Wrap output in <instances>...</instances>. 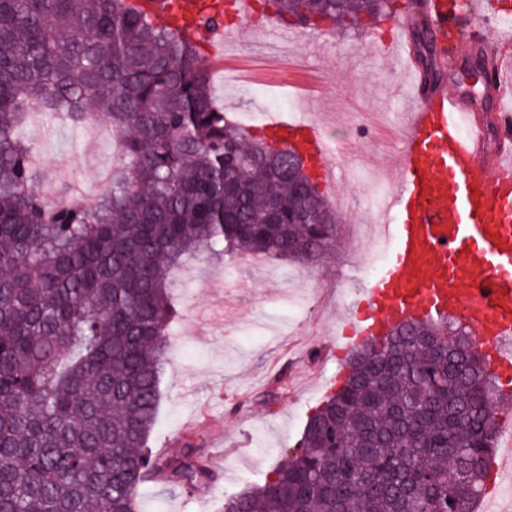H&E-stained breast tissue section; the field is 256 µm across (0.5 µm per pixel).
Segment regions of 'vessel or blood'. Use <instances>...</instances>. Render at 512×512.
<instances>
[{
  "label": "vessel or blood",
  "instance_id": "1",
  "mask_svg": "<svg viewBox=\"0 0 512 512\" xmlns=\"http://www.w3.org/2000/svg\"><path fill=\"white\" fill-rule=\"evenodd\" d=\"M156 21L198 44L214 71L224 69V27L206 17L247 16L251 0H180L176 12L159 10V0H132ZM436 37L455 22L443 0H423ZM382 56L397 55L417 72L415 47L407 40L377 43ZM483 93L499 124H512V54L504 52L487 70ZM412 103L398 145L397 176L378 202L382 239L392 247L377 276L358 291L355 341L386 336L407 320L462 317L482 341L488 372L512 383V139L490 144L488 125L472 97L439 85L424 90L413 82ZM275 136H291L319 175L336 184L320 123L307 118H273ZM512 478V457L492 463L484 483L497 493Z\"/></svg>",
  "mask_w": 512,
  "mask_h": 512
}]
</instances>
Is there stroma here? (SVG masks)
I'll return each mask as SVG.
<instances>
[{
  "label": "stroma",
  "mask_w": 512,
  "mask_h": 512,
  "mask_svg": "<svg viewBox=\"0 0 512 512\" xmlns=\"http://www.w3.org/2000/svg\"><path fill=\"white\" fill-rule=\"evenodd\" d=\"M245 38L228 34L224 45L242 64L281 61L304 65L310 80L301 105L310 116L330 114L325 139L339 182L328 198L349 199L339 210L333 252L300 269L268 258L267 270L209 258H191L176 269L173 328L161 381L153 454L177 459L195 448L220 470L216 483L192 493L172 483L150 482L141 512H221L226 496L264 483L301 437L312 411L324 400L320 383L351 355L338 333L367 275V247L355 223L376 224L365 188L395 164V131L407 110L397 94L402 71L377 56L388 38V17L360 25L323 22L298 31L292 53L270 57L280 21L272 10L252 11ZM226 114L260 111L264 97L283 92L261 82H211ZM54 185L94 194L121 151L118 142H93L83 129L49 116L44 129L28 126Z\"/></svg>",
  "instance_id": "obj_1"
}]
</instances>
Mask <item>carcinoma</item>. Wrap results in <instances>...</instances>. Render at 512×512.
Masks as SVG:
<instances>
[{
    "instance_id": "carcinoma-1",
    "label": "carcinoma",
    "mask_w": 512,
    "mask_h": 512,
    "mask_svg": "<svg viewBox=\"0 0 512 512\" xmlns=\"http://www.w3.org/2000/svg\"><path fill=\"white\" fill-rule=\"evenodd\" d=\"M297 25H358L389 0H273ZM422 80H439L425 23ZM36 108L122 142L90 204L33 186ZM338 218L296 147L229 123L195 46L125 0H0V512H140L165 474L216 475L148 450L191 257L313 264ZM497 394L466 326L394 327L360 347L310 415L298 451L224 512H475L498 433Z\"/></svg>"
}]
</instances>
